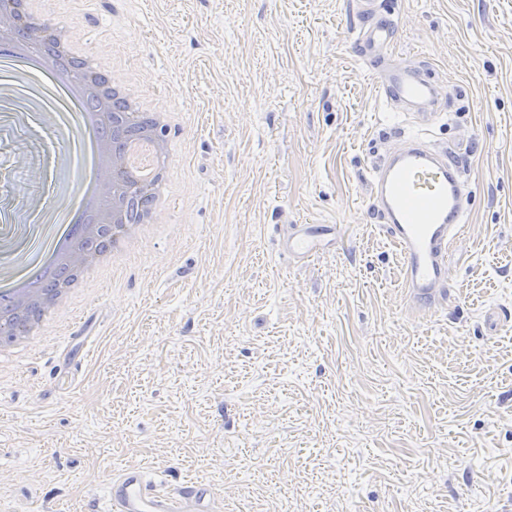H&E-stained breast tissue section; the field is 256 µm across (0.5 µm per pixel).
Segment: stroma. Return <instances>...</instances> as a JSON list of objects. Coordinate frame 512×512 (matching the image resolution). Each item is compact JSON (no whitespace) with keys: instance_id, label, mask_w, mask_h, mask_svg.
Here are the masks:
<instances>
[{"instance_id":"1","label":"stroma","mask_w":512,"mask_h":512,"mask_svg":"<svg viewBox=\"0 0 512 512\" xmlns=\"http://www.w3.org/2000/svg\"><path fill=\"white\" fill-rule=\"evenodd\" d=\"M394 53L446 89L429 131L470 193L456 301L407 305L370 172L398 141L354 46L352 0H42L180 113L173 205L73 344L0 357V512H101L143 469L213 489L215 512H512V0H378ZM0 96V243L27 233L45 158ZM291 224L334 247L288 262Z\"/></svg>"}]
</instances>
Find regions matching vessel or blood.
I'll list each match as a JSON object with an SVG mask.
<instances>
[{
	"label": "vessel or blood",
	"instance_id": "obj_1",
	"mask_svg": "<svg viewBox=\"0 0 512 512\" xmlns=\"http://www.w3.org/2000/svg\"><path fill=\"white\" fill-rule=\"evenodd\" d=\"M362 25L355 41L360 57L373 64L379 96L404 110L415 126L373 170L370 210L401 258L406 297L416 309L430 312L452 292L449 254L464 234L469 210L464 202L461 166L447 148L429 144L425 132L439 117L441 88L422 69L393 55L395 25L377 0H358ZM332 224H293L282 240L289 258L307 261L322 253ZM212 492L194 482L162 493L141 470L110 476L103 512H210Z\"/></svg>",
	"mask_w": 512,
	"mask_h": 512
}]
</instances>
